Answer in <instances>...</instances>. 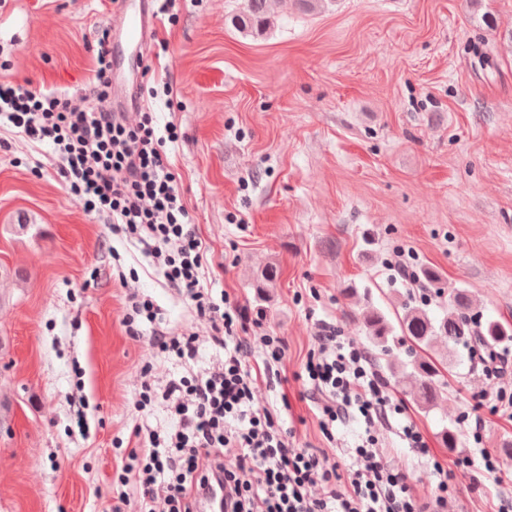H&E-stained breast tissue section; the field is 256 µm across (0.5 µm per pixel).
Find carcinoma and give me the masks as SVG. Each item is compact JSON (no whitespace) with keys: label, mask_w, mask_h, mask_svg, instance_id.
Wrapping results in <instances>:
<instances>
[{"label":"carcinoma","mask_w":512,"mask_h":512,"mask_svg":"<svg viewBox=\"0 0 512 512\" xmlns=\"http://www.w3.org/2000/svg\"><path fill=\"white\" fill-rule=\"evenodd\" d=\"M274 0H245L242 10L232 18L238 32L246 36L260 35L270 26V7ZM475 308L471 295L460 288L448 289V306L440 318L410 302L402 304V313L396 320L372 302H367L358 320L367 333L372 350L383 355L393 351L392 344L404 338L414 344L405 353L410 358L414 379L412 397L418 408L427 411L442 394L438 384L440 369L431 359L417 357L416 349L426 350L434 339L452 344L474 343L493 354L495 347L512 342V323L499 320L472 321Z\"/></svg>","instance_id":"obj_1"}]
</instances>
